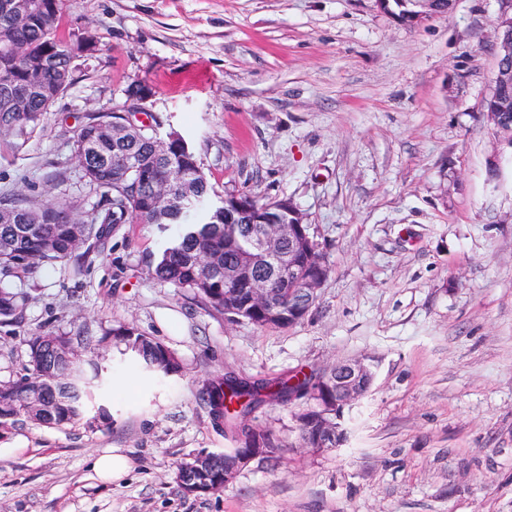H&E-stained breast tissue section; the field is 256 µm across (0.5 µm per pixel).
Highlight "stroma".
Returning a JSON list of instances; mask_svg holds the SVG:
<instances>
[{"label":"stroma","mask_w":512,"mask_h":512,"mask_svg":"<svg viewBox=\"0 0 512 512\" xmlns=\"http://www.w3.org/2000/svg\"><path fill=\"white\" fill-rule=\"evenodd\" d=\"M504 0H456L408 24L375 0H62L60 37L97 38L28 140L0 133V193L97 202L73 142L86 113L152 86L149 114L193 146L216 195L288 199L330 271L290 329L230 323L150 278L163 238L123 224L82 272H39L24 323L0 327V382L27 365L29 336L132 323L185 374H135L116 348L97 400L111 425H26L0 437V512H512V146L482 117ZM377 362L347 406L338 448L305 447L302 405L250 423L280 448L222 493L185 495L176 461L230 447L196 404L209 374L286 376ZM129 469L102 481L100 454Z\"/></svg>","instance_id":"obj_1"}]
</instances>
